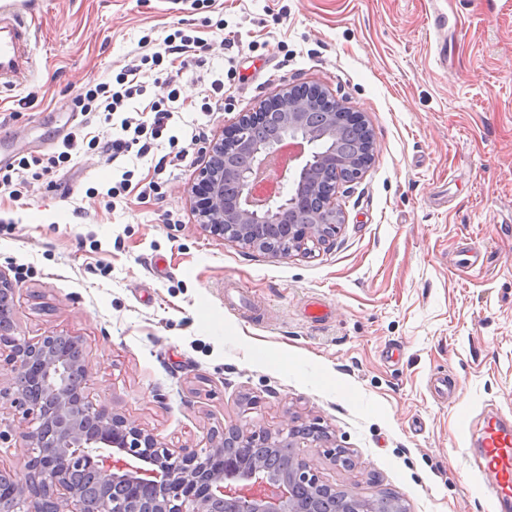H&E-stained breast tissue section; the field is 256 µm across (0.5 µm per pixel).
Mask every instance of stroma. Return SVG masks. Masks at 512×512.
Returning a JSON list of instances; mask_svg holds the SVG:
<instances>
[{
    "mask_svg": "<svg viewBox=\"0 0 512 512\" xmlns=\"http://www.w3.org/2000/svg\"><path fill=\"white\" fill-rule=\"evenodd\" d=\"M25 16L36 70L0 93L1 155L61 151L86 83L114 82L142 40L186 20L207 48L175 82L168 132L189 161L158 174L166 144L112 163L84 151L22 202L0 199L12 338L83 336L92 393L167 446L297 417L329 435L304 454L337 489L388 492L407 512H498L472 450L487 417L512 422V0H27ZM218 77L225 109L201 111ZM297 83L363 113L373 142L337 194L333 240L279 257L209 236L197 160ZM126 169L132 189L107 203L100 189ZM153 179L160 195L139 199ZM470 249L478 262L460 265ZM314 302L327 316L310 318ZM438 376L452 398L431 393Z\"/></svg>",
    "mask_w": 512,
    "mask_h": 512,
    "instance_id": "stroma-1",
    "label": "stroma"
}]
</instances>
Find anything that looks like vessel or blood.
Returning <instances> with one entry per match:
<instances>
[{"mask_svg":"<svg viewBox=\"0 0 512 512\" xmlns=\"http://www.w3.org/2000/svg\"><path fill=\"white\" fill-rule=\"evenodd\" d=\"M35 66L29 27L16 0L0 5V88L17 85ZM479 467L493 473L499 504L512 502V426L486 424L478 450Z\"/></svg>","mask_w":512,"mask_h":512,"instance_id":"1","label":"vessel or blood"}]
</instances>
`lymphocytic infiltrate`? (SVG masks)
<instances>
[{"label":"lymphocytic infiltrate","instance_id":"1","mask_svg":"<svg viewBox=\"0 0 512 512\" xmlns=\"http://www.w3.org/2000/svg\"><path fill=\"white\" fill-rule=\"evenodd\" d=\"M201 44L200 37L187 35L181 29L175 30L164 38L157 50L143 54L138 62L127 65L117 77L115 84L99 83L88 87L84 94L76 98L75 108L84 114H96L105 124H118L122 132L121 137H89L83 135L81 129H73L64 136L62 149L57 155L45 160L37 156H23L16 161L0 165V188H8L10 200H17L22 197L23 192L14 187V176L37 165L41 166L43 173H50L56 166L70 163L73 155L80 153L86 145L101 149L112 160L133 151L141 156L146 155L151 142L162 138L175 114H178V94L172 88V78H165L163 84L167 86L168 91L166 94L156 95L148 103L146 116L126 114L127 101L145 92L139 80L140 72L144 65H160L164 57L170 55L175 56L179 68L183 69L190 65L202 66V59L195 55Z\"/></svg>","mask_w":512,"mask_h":512}]
</instances>
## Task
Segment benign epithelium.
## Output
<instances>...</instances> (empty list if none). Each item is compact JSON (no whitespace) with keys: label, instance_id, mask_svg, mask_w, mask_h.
<instances>
[{"label":"benign epithelium","instance_id":"benign-epithelium-1","mask_svg":"<svg viewBox=\"0 0 512 512\" xmlns=\"http://www.w3.org/2000/svg\"><path fill=\"white\" fill-rule=\"evenodd\" d=\"M282 125L275 140L251 129ZM364 126L335 97L315 85L292 84L241 112L230 132L205 151L193 195L201 227L244 248L275 255L306 250L336 234L341 216L336 193L324 192L321 174L358 179L372 156L326 151L313 143L336 129ZM19 288L0 271V325L12 324ZM22 421L15 436L26 448L22 467L0 465V512H304L297 491L332 495L310 460L297 452L288 476L267 469L249 448L301 444L327 436L313 425L291 424L275 432L238 422L208 435L202 457L191 448H169L156 435L93 397L84 338L68 330L8 344Z\"/></svg>","mask_w":512,"mask_h":512}]
</instances>
